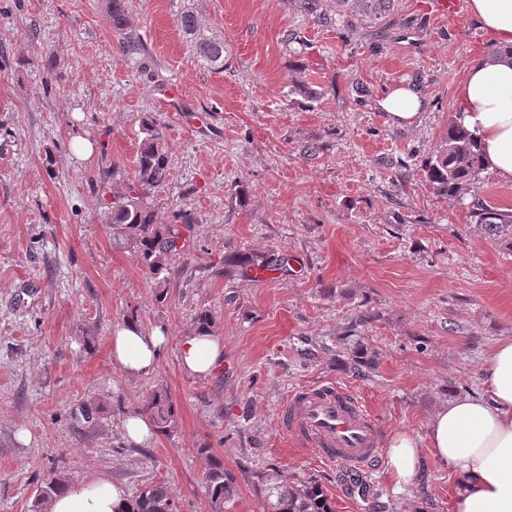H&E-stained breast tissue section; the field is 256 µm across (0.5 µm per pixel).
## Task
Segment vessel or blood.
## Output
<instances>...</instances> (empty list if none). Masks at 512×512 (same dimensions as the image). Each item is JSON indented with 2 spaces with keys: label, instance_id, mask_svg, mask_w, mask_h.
Instances as JSON below:
<instances>
[{
  "label": "vessel or blood",
  "instance_id": "vessel-or-blood-1",
  "mask_svg": "<svg viewBox=\"0 0 512 512\" xmlns=\"http://www.w3.org/2000/svg\"><path fill=\"white\" fill-rule=\"evenodd\" d=\"M280 425L287 436L311 448L325 463L368 472L382 456L373 414L351 389L331 381L291 392Z\"/></svg>",
  "mask_w": 512,
  "mask_h": 512
}]
</instances>
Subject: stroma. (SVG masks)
<instances>
[{
	"label": "stroma",
	"instance_id": "35a3bbf8",
	"mask_svg": "<svg viewBox=\"0 0 512 512\" xmlns=\"http://www.w3.org/2000/svg\"><path fill=\"white\" fill-rule=\"evenodd\" d=\"M431 5L396 0L380 41L337 16L318 23L298 0H127L145 47L130 58L103 0H0V512H29L49 468L131 493L163 482L180 512H210L197 453L206 443L237 475L228 512H264L253 484L271 468L318 479L336 512H370L373 499L385 512H449L448 473L433 462L401 492L382 464L353 484L278 425L292 390L329 380L370 407L382 439H425L435 411L479 390L486 358L512 338V254L471 224L468 201L435 197L421 170L457 115L469 61L492 39L467 10L438 19ZM188 9L223 35V69L194 57L178 24ZM287 29L299 37L291 49ZM296 56L322 89L310 108L287 97ZM403 81L425 98L410 126L376 107ZM164 86L178 97L163 99ZM148 112L170 175L143 201L162 224L178 206L198 219L162 301L113 245L99 193L104 181L130 183ZM77 133L95 147L84 161L72 155ZM239 251L292 265L260 281L225 267ZM202 308L226 366L196 378L177 352ZM130 313L169 336L140 378L110 356ZM348 335L375 355L363 375L342 364ZM158 388L175 428L145 447L126 443L123 417ZM93 401L97 427L71 424L69 412Z\"/></svg>",
	"mask_w": 512,
	"mask_h": 512
}]
</instances>
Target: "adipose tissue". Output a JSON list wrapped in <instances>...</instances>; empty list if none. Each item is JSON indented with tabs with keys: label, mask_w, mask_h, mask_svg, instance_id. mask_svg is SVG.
<instances>
[{
	"label": "adipose tissue",
	"mask_w": 512,
	"mask_h": 512,
	"mask_svg": "<svg viewBox=\"0 0 512 512\" xmlns=\"http://www.w3.org/2000/svg\"><path fill=\"white\" fill-rule=\"evenodd\" d=\"M468 11L496 44L512 46V0H469ZM425 99L415 84L400 83L378 98L393 124H413ZM461 125L482 148L486 171L512 183V60L475 57L455 95ZM162 328L144 329L128 320L110 337L113 366L130 377L152 374L166 349ZM224 359L217 336H182L178 360L193 377H208ZM427 441L431 458L453 482L451 512H512V338L497 342L481 373V390L448 401L432 418ZM417 438L394 433L387 445L386 473L396 490L418 477L423 458ZM123 487L100 476L67 485L46 512H126Z\"/></svg>",
	"instance_id": "obj_1"
}]
</instances>
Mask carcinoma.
<instances>
[{
    "label": "carcinoma",
    "mask_w": 512,
    "mask_h": 512,
    "mask_svg": "<svg viewBox=\"0 0 512 512\" xmlns=\"http://www.w3.org/2000/svg\"><path fill=\"white\" fill-rule=\"evenodd\" d=\"M336 5V14L360 22H369L386 29L387 18L395 0H330ZM105 14L112 30L122 36L121 49L124 55L133 57L143 53L140 37L135 33L126 8V0H106ZM180 29L193 48L195 57L214 70L224 68V54L228 53L224 37L208 32L199 23L197 16L186 11L180 16ZM304 62L297 60L291 65L288 95L299 96L306 102H316L321 96V87L306 80ZM145 136L139 143L136 159L135 180L123 190H110L112 198L101 199L108 210L112 229V241L133 253L145 273L154 278L161 277L176 260L189 241L197 219L189 210L181 207L172 213L171 222L160 224L155 212L142 203V198L165 185L169 176L168 151L164 135L153 116L141 117ZM424 177L435 196L460 201L471 196L469 217L480 227L482 234L503 251L512 252V209L496 206L478 194L485 168L481 161V148L477 140L456 120L448 123L439 146L427 157L422 168ZM288 257L278 253L252 255L241 253L224 258L227 266L245 271L257 267L281 270L286 267ZM197 330L213 332L216 321L212 312L205 308L193 319ZM373 358L362 341L347 348V365L354 371L369 367ZM140 412L148 415L158 432L166 434L173 428L174 403L165 392L154 391L142 401ZM99 406L94 403L80 407L74 419L90 427L97 425ZM204 457V492L211 512H224L237 494L234 474L224 468V459L209 447L197 449ZM66 480L54 469L44 475L37 489L36 507H41L60 493ZM258 497L265 502L267 512H335L332 501L323 486L315 478L288 477L277 470L258 475L255 484ZM176 506L175 500L163 482L150 483L129 498L127 512H168Z\"/></svg>",
    "instance_id": "carcinoma-1"
}]
</instances>
